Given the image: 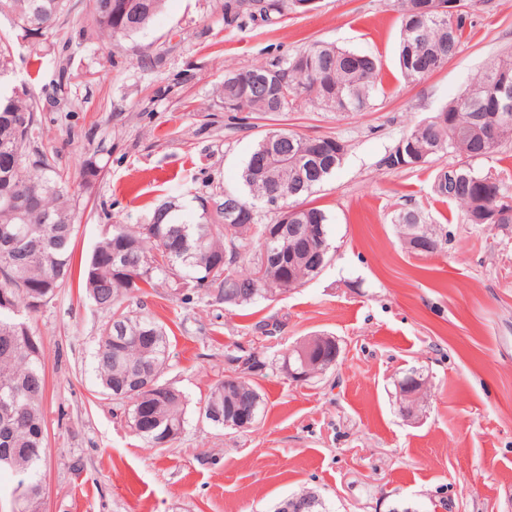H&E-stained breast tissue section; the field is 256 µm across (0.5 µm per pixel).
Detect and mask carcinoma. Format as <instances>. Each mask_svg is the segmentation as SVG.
I'll use <instances>...</instances> for the list:
<instances>
[{
    "label": "carcinoma",
    "instance_id": "cac0c4a2",
    "mask_svg": "<svg viewBox=\"0 0 512 512\" xmlns=\"http://www.w3.org/2000/svg\"><path fill=\"white\" fill-rule=\"evenodd\" d=\"M113 0H90L87 23L76 18L73 28L84 35L86 28L113 40L130 39L143 31L160 13L164 0H119L127 10L115 15L104 8ZM402 19L399 64L404 77L415 81L447 64L458 50L463 21L448 28V17L437 11L422 12L420 0H396ZM283 0H224V13L237 18L266 21L281 13ZM69 14L67 0H0V16L13 17L14 25L27 40L29 59L42 64L46 53L43 37L53 32L61 17ZM15 67L12 47L0 43V161L13 158L9 180L0 183V473L26 479L33 495L32 512H41L44 488L39 478L46 453L45 368L41 342L35 333L18 329L23 316L39 311L29 300L41 295L42 306L55 298L72 273V241L76 223V200L71 178L56 170L47 152L37 145L40 138L38 113L43 111L31 88L21 91L11 85ZM246 73L266 78L271 75L288 86V97H278L274 88L267 95L249 92L237 80L224 77L220 97L228 112L266 115L286 112L299 102L336 112H363L370 105L378 76L377 60L367 54L315 42L293 57L269 65L252 67ZM512 85V53L503 55L444 109L410 129L383 163L400 169V147L412 146L420 155L415 167L432 159L455 153L466 161L441 171L433 185L434 194L458 206L469 224H512V195L502 180L476 171L469 161L493 153L504 140L512 139V108L499 104L501 79ZM499 127L491 142L486 129ZM338 138L326 136L316 145L288 129L266 133L255 145L241 178L249 197L228 192L245 211L244 219L224 223V194L209 198L219 203L213 214L202 211L190 224L176 213L171 201L157 205L149 221L130 230L113 229L94 247L81 268L83 288L92 304L108 314L100 328L94 354L95 372L107 395L129 406L131 428L154 447H164L183 431L185 398L162 381L169 360L167 326L148 314H131L122 309L124 299L154 286L157 279L170 281L178 295L186 290L203 294L217 304L240 307L258 299L282 293L277 271L257 277L264 261V249L271 247L292 264L293 287L318 276L335 257L331 242V217L304 202L341 165L345 149H336ZM102 167L88 158L80 171L81 182L90 186L100 179ZM279 184L286 201L269 206L270 182ZM14 190L37 198L34 211H18L5 202ZM275 211V218L263 222L262 211ZM48 214L53 223L45 224ZM404 248L417 255L442 251L447 240L431 224L424 223L415 209L399 211ZM322 226L319 241H291L283 234L269 241L267 231L275 225ZM245 370L236 379H224L210 387L202 407L204 418L215 427L244 429L262 419L265 402L250 376L262 370L264 362L248 357ZM297 503L314 501L312 512H326L324 500L314 491L290 496Z\"/></svg>",
    "mask_w": 512,
    "mask_h": 512
}]
</instances>
